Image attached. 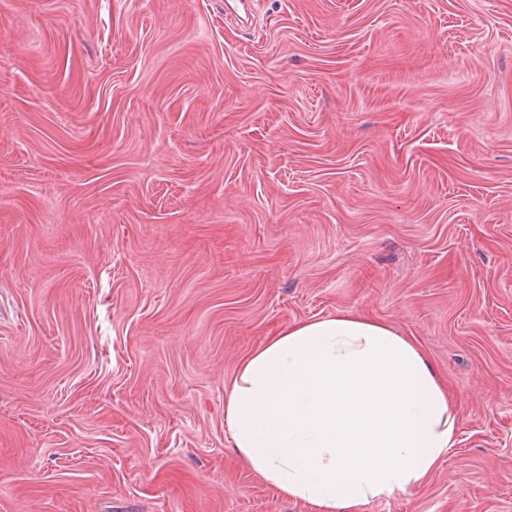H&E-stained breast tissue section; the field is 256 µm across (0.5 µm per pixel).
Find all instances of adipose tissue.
<instances>
[{"mask_svg":"<svg viewBox=\"0 0 512 512\" xmlns=\"http://www.w3.org/2000/svg\"><path fill=\"white\" fill-rule=\"evenodd\" d=\"M225 424L239 454L316 512L418 487L455 448L457 411L421 348L352 314L269 338L238 366Z\"/></svg>","mask_w":512,"mask_h":512,"instance_id":"ef3b65f1","label":"adipose tissue"}]
</instances>
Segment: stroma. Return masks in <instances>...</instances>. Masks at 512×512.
Here are the masks:
<instances>
[{"instance_id": "stroma-1", "label": "stroma", "mask_w": 512, "mask_h": 512, "mask_svg": "<svg viewBox=\"0 0 512 512\" xmlns=\"http://www.w3.org/2000/svg\"><path fill=\"white\" fill-rule=\"evenodd\" d=\"M415 341L512 512V0H0V512H313L233 447L288 327Z\"/></svg>"}]
</instances>
